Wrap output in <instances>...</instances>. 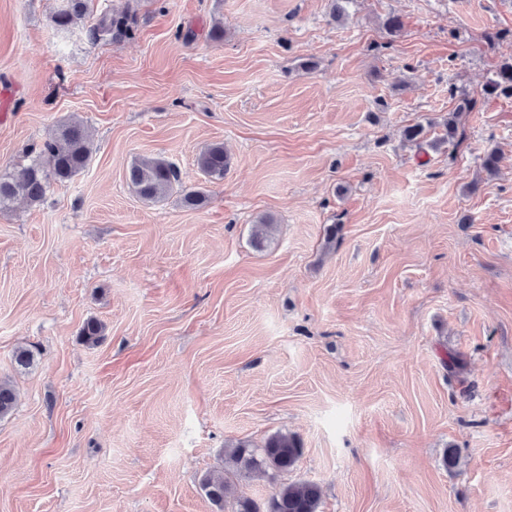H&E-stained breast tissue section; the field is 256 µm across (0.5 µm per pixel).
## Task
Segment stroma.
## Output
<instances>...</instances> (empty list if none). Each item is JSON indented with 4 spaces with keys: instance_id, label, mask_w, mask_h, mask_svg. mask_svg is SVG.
Instances as JSON below:
<instances>
[{
    "instance_id": "35a3bbf8",
    "label": "stroma",
    "mask_w": 512,
    "mask_h": 512,
    "mask_svg": "<svg viewBox=\"0 0 512 512\" xmlns=\"http://www.w3.org/2000/svg\"><path fill=\"white\" fill-rule=\"evenodd\" d=\"M59 4L0 0V174L76 118L96 145L0 214V512H218L200 486L225 447L281 432L296 467L229 472L239 494L512 512V97L483 92L512 0H350L339 23L329 0H95L133 15L119 43ZM216 142L219 182L197 165ZM158 156L203 206L136 196L130 164ZM197 165L209 178L223 180L230 167V156L224 150L223 143H213L200 152Z\"/></svg>"
}]
</instances>
